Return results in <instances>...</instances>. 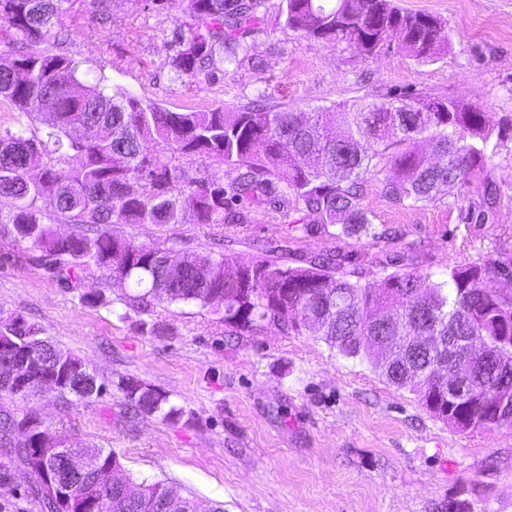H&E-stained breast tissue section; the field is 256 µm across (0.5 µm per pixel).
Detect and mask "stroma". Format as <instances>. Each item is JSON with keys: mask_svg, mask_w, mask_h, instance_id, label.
<instances>
[{"mask_svg": "<svg viewBox=\"0 0 512 512\" xmlns=\"http://www.w3.org/2000/svg\"><path fill=\"white\" fill-rule=\"evenodd\" d=\"M444 19L450 44L432 63L397 44L365 57L343 44L306 40L283 28L279 0L251 34L247 57L178 78L173 32L183 0H108L107 15L82 4L67 39L45 46L79 66L174 112L232 111L259 100L293 109L428 92L480 104L490 122L512 114V0H394ZM506 197L490 224H468L443 205L394 206L373 192L363 203L376 224L399 229L378 245L305 237L270 219L234 229L233 242L206 224H111L109 235L148 243L171 238L200 253L261 256L282 246L290 265L335 248L352 258L416 254L420 271L495 257L512 246V138L492 160ZM40 249L0 236V317L24 315L43 336L84 359L105 390L87 402L47 390L21 401L75 445L117 455L135 481L162 480L184 497L220 501L224 512H447L465 498L471 512H512V425L462 433L364 362L348 360L307 333L230 332L223 310L193 304H126L97 269L81 289L61 287ZM94 289L102 303L81 301ZM135 378L165 393L180 412L131 417L121 382Z\"/></svg>", "mask_w": 512, "mask_h": 512, "instance_id": "obj_1", "label": "stroma"}]
</instances>
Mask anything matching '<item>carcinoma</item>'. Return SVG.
<instances>
[{
	"label": "carcinoma",
	"mask_w": 512,
	"mask_h": 512,
	"mask_svg": "<svg viewBox=\"0 0 512 512\" xmlns=\"http://www.w3.org/2000/svg\"><path fill=\"white\" fill-rule=\"evenodd\" d=\"M65 0H0V43L25 40L35 49L0 58V103L26 117L29 109L54 114L44 135L28 127L0 131V233L30 242L49 258L48 271L65 288L81 284L95 265L132 307L192 303L224 308L235 331L274 328L309 332L346 359L368 363L387 384L414 394L435 417L467 432L512 416V290L494 286L512 271V251L482 263L455 265L445 274L421 272L414 257L404 267L386 262L379 286L367 280L373 262L349 265L334 250L290 266L269 245L263 257L245 260L219 252L182 249L174 267L165 263L166 242L136 243L98 232L108 224H252L263 214L309 237L332 241L369 237L378 241L364 188L400 207L468 199L472 224L494 220L502 190L488 169L503 146L499 125L481 106L420 93L309 112L247 104L236 112L218 107L173 112L101 81L84 83L65 54L40 50L54 26L65 25ZM262 0H187L188 20L175 33L171 65L180 77L219 69L247 54V37L264 18ZM278 17L304 38L344 44L364 56L398 43L407 56L430 63L449 43L447 23L426 13L400 10L393 0H280ZM100 122L96 138L81 125ZM160 140L153 155L143 145ZM46 158L41 181L26 176L29 152ZM78 164L69 165L71 154ZM200 160L191 172L184 161ZM236 172L228 183L223 169ZM48 200L73 225L62 239L43 221L37 205ZM396 270L388 271L389 266ZM7 337L27 351L38 369L56 375L57 393L80 400L100 397L104 386L79 356L41 335L21 314L9 317ZM0 335V338L6 337ZM419 336H440L443 348L421 349ZM471 352L475 371L470 394L458 397L433 382L434 366L449 351ZM130 412L177 415L166 394L128 378L122 381ZM59 437L41 424L0 411V487L12 470L36 464L31 494L43 501L44 477L61 474L53 449ZM98 484H68L84 512H224L209 500L185 498L163 481H141L138 503L107 493L108 473L121 471L114 453L95 444Z\"/></svg>",
	"instance_id": "cac0c4a2"
}]
</instances>
